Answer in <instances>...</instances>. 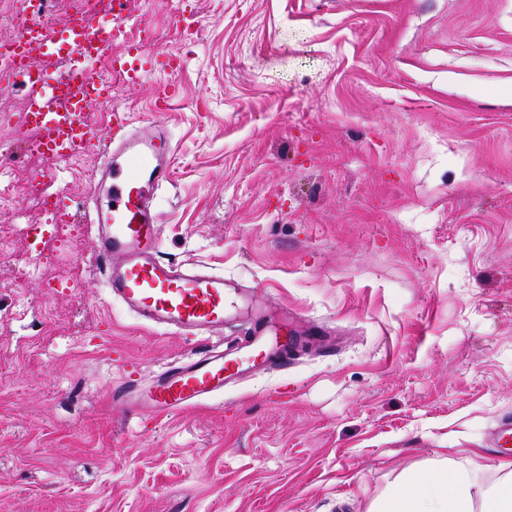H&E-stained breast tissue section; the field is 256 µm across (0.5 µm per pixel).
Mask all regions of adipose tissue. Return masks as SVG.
<instances>
[{
	"label": "adipose tissue",
	"instance_id": "adipose-tissue-1",
	"mask_svg": "<svg viewBox=\"0 0 512 512\" xmlns=\"http://www.w3.org/2000/svg\"><path fill=\"white\" fill-rule=\"evenodd\" d=\"M501 470L499 480L487 485L479 470L440 462L427 481L409 480L368 512H512V462Z\"/></svg>",
	"mask_w": 512,
	"mask_h": 512
}]
</instances>
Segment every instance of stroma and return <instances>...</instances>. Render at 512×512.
<instances>
[{
  "label": "stroma",
  "instance_id": "1",
  "mask_svg": "<svg viewBox=\"0 0 512 512\" xmlns=\"http://www.w3.org/2000/svg\"><path fill=\"white\" fill-rule=\"evenodd\" d=\"M199 37L180 39L179 13ZM146 72L93 105L165 123L162 258L235 284L223 335L177 336L112 301L86 196L96 151H0L44 196L0 192V512H367L432 461L495 480L512 452V0H128ZM287 311L288 369L164 415L144 386Z\"/></svg>",
  "mask_w": 512,
  "mask_h": 512
}]
</instances>
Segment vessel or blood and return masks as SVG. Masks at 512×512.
Returning a JSON list of instances; mask_svg holds the SVG:
<instances>
[{
    "instance_id": "obj_1",
    "label": "vessel or blood",
    "mask_w": 512,
    "mask_h": 512,
    "mask_svg": "<svg viewBox=\"0 0 512 512\" xmlns=\"http://www.w3.org/2000/svg\"><path fill=\"white\" fill-rule=\"evenodd\" d=\"M124 2L113 0L112 13L97 32L85 30L71 37L76 64L93 72L98 88L107 85L108 78L95 71L93 48L124 37ZM112 68L134 84L145 73L137 54L114 57ZM27 92L40 108L34 127L53 157L71 159L97 140L86 114L99 101L98 93L59 113L43 107L54 92L48 81L32 84ZM173 158L165 125L148 122L133 128L124 113H114L112 136L88 196L91 221L99 226L96 253L110 296L140 320L185 335L213 334L223 330L225 317L234 307L232 284L223 276L183 269L159 257L160 224L154 200L158 190L172 180ZM272 361L264 333L258 329L247 347L198 352L155 376L146 387L113 388L112 400L137 412H175L222 393L226 385L267 368Z\"/></svg>"
}]
</instances>
